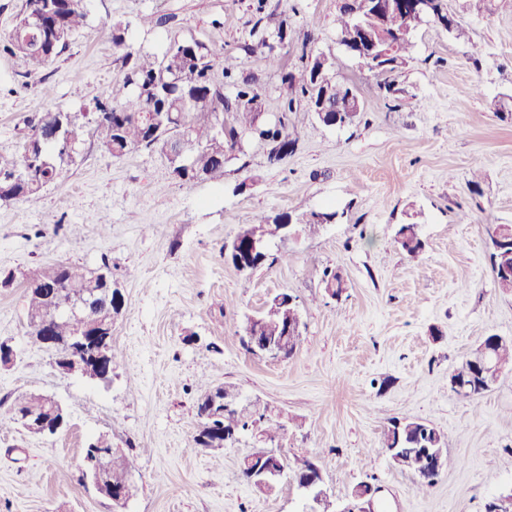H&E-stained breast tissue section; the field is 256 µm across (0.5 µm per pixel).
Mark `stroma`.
I'll list each match as a JSON object with an SVG mask.
<instances>
[{
	"instance_id": "35a3bbf8",
	"label": "stroma",
	"mask_w": 512,
	"mask_h": 512,
	"mask_svg": "<svg viewBox=\"0 0 512 512\" xmlns=\"http://www.w3.org/2000/svg\"><path fill=\"white\" fill-rule=\"evenodd\" d=\"M251 4L88 0L85 26L38 72L16 76L0 52V152L19 153L46 108L94 113L120 75L110 39L117 22L135 48L159 56L172 41H198L249 73L241 46ZM270 6L295 32L281 50L289 71H301L302 54L333 47L336 0ZM465 6L448 0L470 43L421 26L396 97L340 55L336 77L356 86L361 121L333 128L297 113L298 148L281 164L253 141L227 162L223 184L186 187L158 151L115 158L88 135L61 181L30 200L0 201V272L58 261L94 269L106 259L126 296L113 324L120 356L103 383L58 371L54 354L26 334L22 280L0 287V341L17 351L0 367V512H303L295 485L269 494L242 481L250 435L219 450L194 446L198 401L228 385L240 404L261 401L289 421L282 452L314 458L336 505L369 480L382 488L374 512H484L488 498L512 494V370L474 400L448 388L482 336L512 338V293L493 277L485 232L512 225V123L493 109L512 95V0H490L479 15ZM150 15L167 22L142 25ZM307 32L313 43H304ZM312 210L339 217L314 236L272 240L270 253L287 262L248 276L225 262V245L245 225ZM413 221L425 242L416 259L394 243L398 225ZM58 223L81 233L55 231ZM328 267L345 283L335 300L321 280ZM283 292L301 308V343L287 359L254 355L241 341L244 317ZM25 392L59 400L69 430L49 438L14 429L13 402ZM393 417L426 420L448 440L456 464L428 491L377 451ZM101 434L132 461L119 511L82 479V451Z\"/></svg>"
}]
</instances>
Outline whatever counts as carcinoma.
<instances>
[{
    "label": "carcinoma",
    "instance_id": "obj_1",
    "mask_svg": "<svg viewBox=\"0 0 512 512\" xmlns=\"http://www.w3.org/2000/svg\"><path fill=\"white\" fill-rule=\"evenodd\" d=\"M356 0H340L336 18V40L340 48H348L356 31L351 16ZM438 16L425 19L411 11H398L383 16H367L366 31L372 38L387 37L397 42V54L382 58L371 72L379 78L378 85L386 95L398 92L396 78L406 57L411 55L412 37L416 29L430 22L451 39L468 43L470 36L464 21L454 20L447 0H439ZM29 3H24L12 30L0 38V50L9 54L22 75L47 65L69 45L73 33L87 17V0H42L41 25L29 26ZM268 0H253L252 19L249 21V40L241 49L248 56L252 72L237 73L233 58H220L199 42L174 41L161 56L143 53L133 48L127 39V27L120 23L110 28L113 48L119 53L122 78L112 84L105 99L96 103L102 120L90 127L82 112H64L52 108L42 113L24 137L22 152L6 157L0 154V201L27 199L40 194L49 184L64 175L73 159L63 150V143L76 147L85 133L96 137L103 152L121 158L132 150H157L168 162L171 176L191 187L199 181H224L228 160L245 154L250 140L261 142L266 148L267 161L282 163L293 154L299 142L294 114L311 112L325 126L335 113L324 108L345 101L357 93L354 84L339 82L334 77L336 54L319 52L308 59L300 73L284 71L279 86V124L260 121L261 94L258 74L282 67V58L276 51L293 39L294 31L288 20L277 26H268ZM160 118L150 123L147 114ZM336 211L303 212L297 218L283 212L260 218L255 226L239 231L228 250L227 260L237 270L254 271L259 268L249 253L247 235L258 233L266 239L278 237L281 224H299L301 232L314 235L336 217ZM419 224L412 222L399 226L394 242L409 257L423 252L425 243L418 233ZM488 236L498 235L496 249L490 253L491 270L504 293L512 292V230L498 232V226H487ZM112 275L108 260L95 270L78 264L59 262L41 264L22 273L26 292L28 336L42 345L37 326L57 320L55 335L64 340L74 334L69 318L58 313L60 300L86 299L91 288H101L102 274ZM290 294L281 293L267 301L258 313V321L246 325V334H257L267 342L276 343L285 335L301 336L296 315L299 305L288 304ZM492 336L482 339L491 343L489 357L499 368L512 365V339L491 342ZM451 375L466 383L455 391L462 399H475L490 390L488 375L478 380L472 377L471 362L463 360ZM203 402L197 404L198 426H211L233 443L239 434L249 432L261 442L279 447L285 432L281 422L267 415V407L254 403L235 407L216 419H208ZM381 446L403 449V458L410 473L417 478L418 489L432 488L440 474H429L428 456L423 448H446L448 441L435 427L421 420L392 418L384 428ZM285 481L301 487L311 472L308 456L281 459ZM130 461L124 455H113L112 466L106 472L109 483L120 486L129 479Z\"/></svg>",
    "mask_w": 512,
    "mask_h": 512
}]
</instances>
